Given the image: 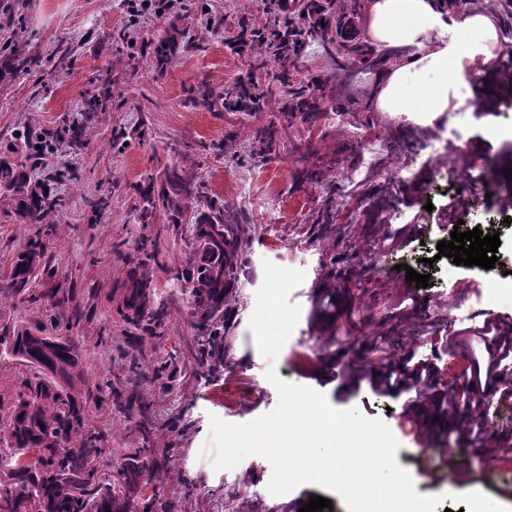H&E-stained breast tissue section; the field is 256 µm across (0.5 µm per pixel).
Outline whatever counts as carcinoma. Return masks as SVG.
Masks as SVG:
<instances>
[{
	"instance_id": "carcinoma-1",
	"label": "carcinoma",
	"mask_w": 512,
	"mask_h": 512,
	"mask_svg": "<svg viewBox=\"0 0 512 512\" xmlns=\"http://www.w3.org/2000/svg\"><path fill=\"white\" fill-rule=\"evenodd\" d=\"M256 40L245 43L232 40L234 52L253 63L251 74L223 92L215 94L202 86L192 94L193 107L210 111L260 112L267 106L266 92L259 73L270 58L277 68L269 72L273 81L288 94L289 114L296 112H342L344 108L326 97L322 81L295 82L298 48L310 40L333 45L336 71L345 65H370L379 54L365 37L348 45L339 40L326 13L306 8L286 16L273 10V19L256 26ZM40 58L29 45L5 39L0 41V82L12 80L39 66ZM276 135L269 126L254 136L249 151L265 152ZM84 127L74 121L54 132L29 128L18 134L24 144L25 161L14 162L0 156V195L17 204L29 224L39 228L26 239L24 249L10 264H0V301L42 309L47 320L0 327V357L5 356L30 372L9 410L0 448L8 450L14 461L0 463V512H146L155 509L158 492L147 498L136 490L153 482L163 466L153 448H136L125 455L126 462L113 482L101 479L99 468L118 450L108 448V433L89 425L85 409L77 407L73 396V370L78 365L81 342L74 335L80 323L94 316L95 306L77 303L75 288L62 291L43 288L56 275L47 255L46 239L60 223L63 199L47 188L37 192L29 188L24 172L26 162L43 159L44 148L66 141L73 147L83 144ZM182 191L183 202L169 197L165 189L149 187L140 192L142 205L138 220L149 224L160 209L183 215L195 207L196 235L190 245L192 271L185 282L193 300V316L200 341L201 361L216 367L227 346L218 332L224 316V287L239 274L238 254L244 242L242 226L224 217V203L209 196L206 185L188 172L174 175ZM155 285L148 273L130 279L126 293L116 308L120 318L150 337L165 333V313L153 309ZM127 411L138 407L144 418L140 423L148 437L149 406L139 403L135 391H129Z\"/></svg>"
}]
</instances>
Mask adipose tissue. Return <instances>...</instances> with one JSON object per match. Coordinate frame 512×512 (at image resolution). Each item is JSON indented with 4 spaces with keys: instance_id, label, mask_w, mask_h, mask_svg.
I'll list each match as a JSON object with an SVG mask.
<instances>
[{
    "instance_id": "ef3b65f1",
    "label": "adipose tissue",
    "mask_w": 512,
    "mask_h": 512,
    "mask_svg": "<svg viewBox=\"0 0 512 512\" xmlns=\"http://www.w3.org/2000/svg\"><path fill=\"white\" fill-rule=\"evenodd\" d=\"M447 19L442 0H371L369 32L374 42L426 47L424 56L399 59L379 76L380 111L432 125L449 112L452 92L475 64L494 59L499 37L489 17L468 13L458 24L462 37L430 40L431 32L446 28Z\"/></svg>"
}]
</instances>
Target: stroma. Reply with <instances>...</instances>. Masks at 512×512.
Instances as JSON below:
<instances>
[{"label":"stroma","mask_w":512,"mask_h":512,"mask_svg":"<svg viewBox=\"0 0 512 512\" xmlns=\"http://www.w3.org/2000/svg\"><path fill=\"white\" fill-rule=\"evenodd\" d=\"M204 13L223 20V34L207 33L200 20ZM15 16L20 37L41 55L43 66L30 76L0 83V151L14 144L24 128L52 131L82 114L89 127L78 150L51 158L55 165L77 168L79 179L56 187L66 210L48 244L57 270L48 285L77 287L83 300L91 283L101 289L94 316L79 330L83 340L75 399L85 405L88 388L106 375L127 373L131 361H139L149 376L161 358L175 353L172 388L165 391L155 383L142 389L156 421L152 441L168 458L160 476L163 498L177 502L181 512H298L316 495L331 501L332 512H348L340 495L317 485L272 495L267 485L273 468L258 455L231 469L214 468L211 417L244 424L274 410L278 393L265 377L273 365L281 379L323 393L333 408H354L383 421L400 444L396 460L409 470L416 492L444 495L435 512H459L452 494L471 490L512 508V462L495 459L492 447L478 449L449 434L436 418L432 393L412 408L405 397L377 393L369 381L355 388L345 385L353 371L371 367L372 347L382 341L393 356L411 349L436 363L439 389L465 388L466 370L483 353V342L468 339L448 348L441 344L442 335L451 327H469L467 315L473 310L512 315L507 290L512 284V223H506L498 204L501 195L512 193V180L504 174L512 169V100L489 116L476 110L484 67L474 68L458 88L457 109L467 121L452 154L436 155L439 134L432 128L378 111L377 77L406 53L389 47L380 63L358 69L362 90L357 97L337 86L347 114L297 115L269 151L254 156L247 146L257 131L281 122L282 96L271 95L261 112H211L189 107L186 100L199 81L219 91L246 78L248 60L226 41L237 34L239 21L265 23L266 0H182L164 18H142L139 42L177 40L173 59L160 74L151 54L132 60L116 49L112 37L127 24L124 0H19ZM104 88L111 104L102 112H85V99ZM143 123L149 126L144 139H132L119 152L110 150L114 131ZM477 145L484 154L483 184L470 197L463 228L499 236V263L491 269L436 256L438 242L450 235L448 225L437 224V212L461 186L449 171L466 168ZM263 168L271 170L273 183L262 180ZM173 169L194 170L210 194L223 199L225 215L245 229L241 272L224 292L228 352L214 372L194 352L192 299L180 276L189 267L193 222L186 216L174 221L163 210L153 223L137 221V187L161 186ZM311 169L323 172L336 199L367 196L360 208L340 212L335 232H309V219L328 194L304 180ZM418 171L425 181L409 206L400 187ZM102 195L108 206L99 223H90L87 203ZM429 203L434 206L426 212L432 232L412 236L405 247L384 248L383 238L408 224L414 212H425ZM34 230L15 202L1 197L0 263L15 258ZM143 238L158 245L150 268L156 300L169 317L163 340L147 337L134 349L116 307L138 269L136 245ZM266 259L306 273L289 297L301 308L299 322L273 361L261 354L249 327ZM401 263L429 275L428 287L402 280ZM329 294L334 304L323 305ZM403 294L416 298L417 307L399 310ZM478 395L473 413L485 415L495 438H512V399L500 400L491 380L483 382ZM98 402L107 412L112 447H141L132 420L117 409L113 394L102 391ZM449 448L458 465L471 472L468 483L449 474Z\"/></svg>","instance_id":"obj_1"}]
</instances>
